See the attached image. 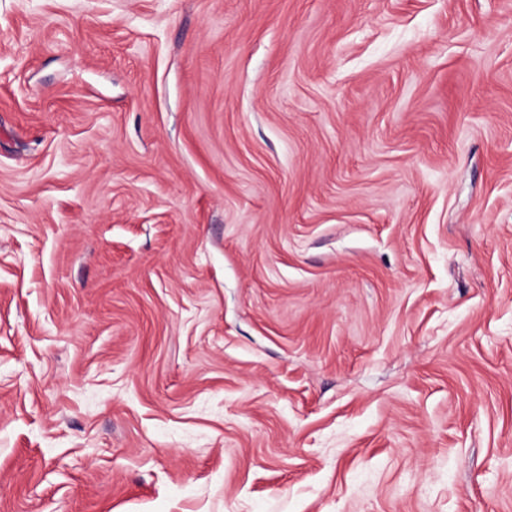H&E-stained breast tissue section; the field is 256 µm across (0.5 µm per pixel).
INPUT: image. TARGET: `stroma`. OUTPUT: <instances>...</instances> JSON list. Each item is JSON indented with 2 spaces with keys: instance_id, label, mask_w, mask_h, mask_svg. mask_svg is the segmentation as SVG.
<instances>
[{
  "instance_id": "1",
  "label": "stroma",
  "mask_w": 512,
  "mask_h": 512,
  "mask_svg": "<svg viewBox=\"0 0 512 512\" xmlns=\"http://www.w3.org/2000/svg\"><path fill=\"white\" fill-rule=\"evenodd\" d=\"M0 512H512V0H0Z\"/></svg>"
}]
</instances>
